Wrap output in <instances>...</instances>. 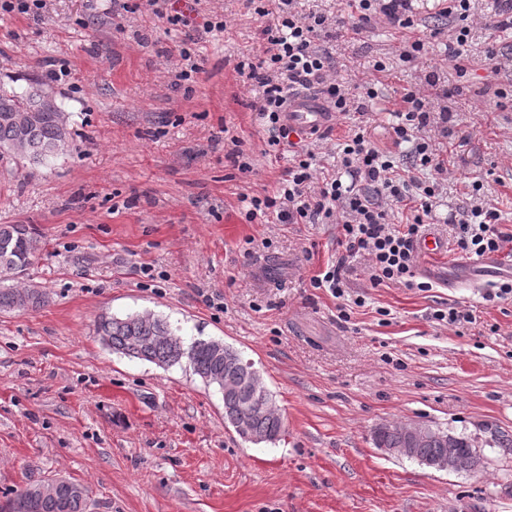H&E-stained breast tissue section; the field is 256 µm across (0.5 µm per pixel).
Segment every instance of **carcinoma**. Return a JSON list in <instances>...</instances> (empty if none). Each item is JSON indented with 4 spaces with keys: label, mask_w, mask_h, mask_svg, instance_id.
<instances>
[{
    "label": "carcinoma",
    "mask_w": 512,
    "mask_h": 512,
    "mask_svg": "<svg viewBox=\"0 0 512 512\" xmlns=\"http://www.w3.org/2000/svg\"><path fill=\"white\" fill-rule=\"evenodd\" d=\"M71 139L61 107L39 81L18 92L0 87V160L36 167L63 152ZM41 249L29 224H0V313L36 311L48 301L37 286L18 287ZM101 342L113 352L150 362L160 368L186 364L206 386L224 397V421L239 437L252 444L281 440L285 427L273 395L253 364L224 342L196 339L185 342L164 318L152 313L124 318L103 314L96 325ZM410 424L381 425L373 432L378 448H407L408 459L435 470L448 456L453 438L461 457L477 469L481 459L471 438L449 430L424 426L426 440L410 443ZM52 494L44 492L48 481L28 482L6 495L0 512H90L85 487L67 478L54 479Z\"/></svg>",
    "instance_id": "obj_1"
}]
</instances>
